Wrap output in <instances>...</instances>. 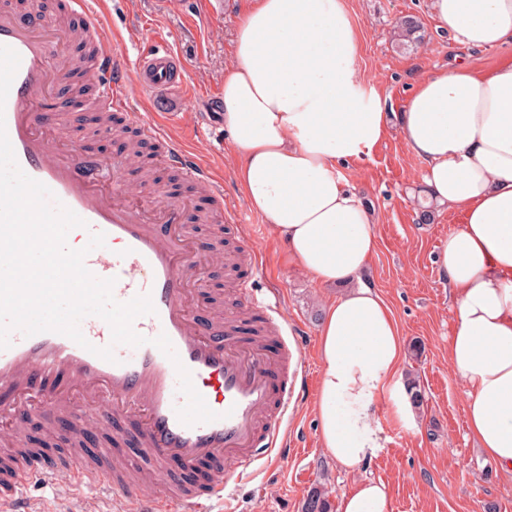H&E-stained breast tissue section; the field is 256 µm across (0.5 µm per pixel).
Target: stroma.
<instances>
[{"instance_id": "35a3bbf8", "label": "stroma", "mask_w": 512, "mask_h": 512, "mask_svg": "<svg viewBox=\"0 0 512 512\" xmlns=\"http://www.w3.org/2000/svg\"><path fill=\"white\" fill-rule=\"evenodd\" d=\"M203 2L97 0V9L108 32L116 35L128 69H135L138 55L161 39L179 55L192 87L173 119L157 111L158 94L142 87L137 78H130L125 97L129 111L171 133L187 151L209 163L224 183L223 222L197 224L190 230L207 257L198 275L200 315L219 317L229 290L246 278L254 288L279 289L282 316L296 335L295 353L307 373L288 422L287 463L256 467L238 483L231 498L234 512H301L315 487L328 488L336 506L363 479L386 486L389 512H512V475L500 472L470 438L465 388L448 364L454 308L437 256L464 215L437 207L431 223H420V204L428 197L422 179L425 164L408 153L396 119L406 111L419 79L438 73L452 57L486 69L512 58V42L488 49L460 46L437 28L428 0H339L358 31L354 68L365 99L388 121L386 135L372 154L341 165L339 172L377 220L376 249L364 280L391 308L405 343H421V356H407L404 372L425 392L413 430L403 428L390 408L380 406L383 447L358 472L347 473L322 448L313 413L321 372L320 308L339 290L319 287L290 266L280 239L247 207L234 177L233 147L216 110L237 21L251 0H222L221 10L210 16ZM406 15L418 17L423 25L421 44L410 50L397 47L393 38L397 22ZM63 101L58 88L47 99L59 117L58 139L95 157L112 156L116 147L111 135L84 129L81 113L68 111ZM224 249L257 254L260 273L247 264L228 267L220 257Z\"/></svg>"}]
</instances>
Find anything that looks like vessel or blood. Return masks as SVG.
I'll list each match as a JSON object with an SVG mask.
<instances>
[{
  "instance_id": "1",
  "label": "vessel or blood",
  "mask_w": 512,
  "mask_h": 512,
  "mask_svg": "<svg viewBox=\"0 0 512 512\" xmlns=\"http://www.w3.org/2000/svg\"><path fill=\"white\" fill-rule=\"evenodd\" d=\"M66 5L83 17L97 48L100 101L126 112L141 136L158 145L168 168L199 186L210 200L223 199L224 186L206 163L158 126L137 122L135 113L127 112L123 57L106 29L93 21L88 0H66ZM57 40L54 25L0 8V45L21 58L0 109L8 139L23 172L84 220L79 239L104 234V247L85 257L87 269L98 278L114 279L115 300L147 295L154 311L133 324L147 339L137 347L113 343L109 325L94 315L79 323L87 340L83 346L54 332L30 337L11 333L10 347L0 349V443L16 440L22 422L39 416L52 438L70 442V478L59 484L57 471L43 460L4 455L0 512H42L24 495L33 482L59 485L67 498L76 497L85 485L103 488L112 512H206V503L223 498L230 476L246 474L265 458L288 460L280 434L301 371L284 342L288 329L279 320L280 297H253L252 282L246 279L239 291L252 296L260 317L252 334H242L240 318L231 314L199 324L188 293L201 260L192 254L184 230L203 215L165 198L152 214H144L126 198L124 185L115 182L116 162L84 154L74 145L51 146V120L37 106L45 95ZM137 76L145 87L167 95H182L186 86L180 59L161 43L141 56ZM162 334L170 339L177 361L153 345V338ZM98 347L112 348L113 360L96 356ZM179 363L190 371L195 389L218 420L192 426L179 421L176 409L185 402L178 390ZM120 419L136 422L135 442L149 460L148 469L136 476L111 448L94 458L82 444L83 430ZM173 460L189 469L208 465L207 479H175L172 494L144 496V481L165 476Z\"/></svg>"
}]
</instances>
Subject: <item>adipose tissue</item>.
<instances>
[{
  "label": "adipose tissue",
  "instance_id": "obj_1",
  "mask_svg": "<svg viewBox=\"0 0 512 512\" xmlns=\"http://www.w3.org/2000/svg\"><path fill=\"white\" fill-rule=\"evenodd\" d=\"M430 11L460 45L512 41V0H430ZM357 53V31L336 0H255L237 22L219 99L247 206L292 264L320 286L343 289L322 308L314 412L323 448L347 472L382 446L379 399L392 402L404 427L415 426L399 324L361 282L375 218L338 175L387 131L383 112L364 100ZM400 130L426 164L431 199L465 217L438 255L454 295L448 362L466 388L469 435L510 474L512 61L486 70L459 64L422 79ZM340 512H388L384 485L359 481Z\"/></svg>",
  "mask_w": 512,
  "mask_h": 512
}]
</instances>
